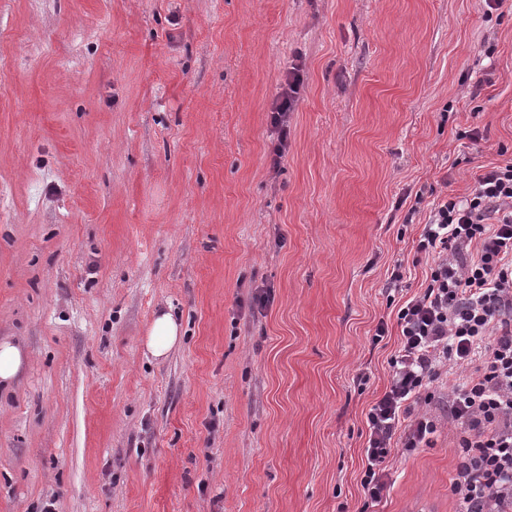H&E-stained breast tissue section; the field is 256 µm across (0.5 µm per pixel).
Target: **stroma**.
Returning <instances> with one entry per match:
<instances>
[{"instance_id": "1", "label": "stroma", "mask_w": 512, "mask_h": 512, "mask_svg": "<svg viewBox=\"0 0 512 512\" xmlns=\"http://www.w3.org/2000/svg\"><path fill=\"white\" fill-rule=\"evenodd\" d=\"M510 159L512 0H0V512H456L446 386L370 506L366 413L432 201ZM302 83L300 67H292L287 72L282 91L271 107L270 124L278 133V143L272 150L271 164L273 168L279 167L288 148V112H292L295 108ZM181 338L182 328L174 316L170 312H158L146 331V352L155 359L166 357ZM21 347L8 339L0 341V383H11L26 364Z\"/></svg>"}]
</instances>
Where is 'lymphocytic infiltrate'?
<instances>
[{
	"label": "lymphocytic infiltrate",
	"mask_w": 512,
	"mask_h": 512,
	"mask_svg": "<svg viewBox=\"0 0 512 512\" xmlns=\"http://www.w3.org/2000/svg\"><path fill=\"white\" fill-rule=\"evenodd\" d=\"M303 79L292 67L271 107L277 133L271 164L288 148V114ZM434 258L429 280L396 311L391 379L367 415L360 486L364 501L390 491L387 467L399 451L431 442V384L448 380V416L459 428L451 490L461 512H512V160L475 178L470 194L433 203L416 246Z\"/></svg>",
	"instance_id": "lymphocytic-infiltrate-1"
}]
</instances>
